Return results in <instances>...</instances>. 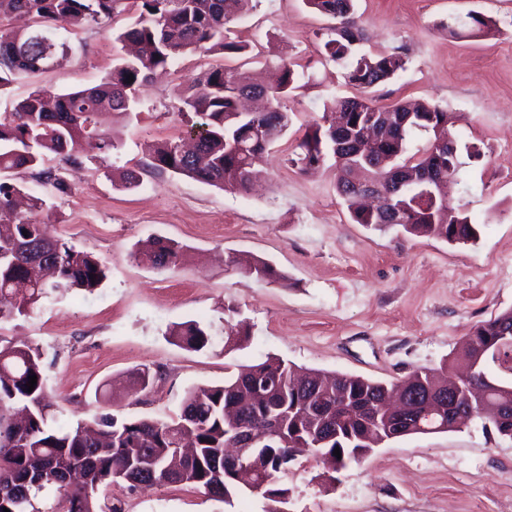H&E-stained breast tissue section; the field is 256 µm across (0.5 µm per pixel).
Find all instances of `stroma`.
Listing matches in <instances>:
<instances>
[{"instance_id": "stroma-1", "label": "stroma", "mask_w": 512, "mask_h": 512, "mask_svg": "<svg viewBox=\"0 0 512 512\" xmlns=\"http://www.w3.org/2000/svg\"><path fill=\"white\" fill-rule=\"evenodd\" d=\"M362 52L404 48L408 63L379 87L382 105L421 99L455 116L461 184L448 197L478 224L476 241L451 243L401 227L353 223L336 192V168L303 174L288 162L334 100L355 95L344 70L321 52L327 18L304 0H251L230 25L231 40L258 53L251 69L273 77L280 59L305 77L286 101L291 126L269 154L251 193L147 170L151 144L182 135L193 113L179 109L181 87L203 71L236 68L231 55L181 56L141 93L125 119L104 116L118 148L107 158L81 153L61 169L68 193L39 212L52 235L99 257L107 278L91 293L46 298L29 316L0 322V336L42 348L58 419L89 412L119 418L175 416L186 393L223 382L241 366L279 358L326 373L393 382L419 367L443 368L475 327L512 309V0H356ZM491 18L482 37L448 32L469 12ZM125 12L67 33L69 56L0 91V113L35 89L65 93L99 84L113 67L114 33ZM481 151L471 158L469 147ZM140 173L138 187L114 181ZM153 237L180 243L183 261L155 269L134 252ZM230 256L262 259L286 277L274 283L227 267ZM233 316L249 329L243 347L188 350L173 325L219 324ZM148 389L127 392L133 372ZM288 512H512V439L477 419L449 432L389 441L329 473L302 454L288 465ZM124 512H265L262 498L224 503L188 485L131 492L113 487Z\"/></svg>"}]
</instances>
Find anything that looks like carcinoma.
<instances>
[{
	"mask_svg": "<svg viewBox=\"0 0 512 512\" xmlns=\"http://www.w3.org/2000/svg\"><path fill=\"white\" fill-rule=\"evenodd\" d=\"M249 0H141L136 20L118 32L115 41L135 47L130 58H119L99 84L67 93L33 91L12 111L0 113V322L26 316L51 293L81 290L91 293L106 278L103 262L93 253L52 236L48 225L30 213L48 208L42 195H28V213L18 210L16 198L25 188L14 179L19 169L37 171L45 193H65L68 185L54 170L42 167L47 154L64 163H80L83 144L108 157L117 145L99 118L108 113L128 116L135 111L139 92L151 75L183 54H242L245 47L229 40V24L247 10ZM333 21L322 43L323 53L345 70L359 94L341 101L328 124L316 125L296 145L288 162L302 172L321 167L328 157L336 165V190L352 221L376 229L389 226L386 217L366 205L353 182L356 172L385 192L392 208L403 212V230L412 235L449 242H474L478 225L459 210L423 207L419 185L429 181L437 196L448 182L460 178L458 142L448 127L447 109L426 101L397 102L383 107L368 91L406 69L402 50L360 54L362 40L354 0H305ZM129 0H0V91L15 78L38 73L65 59L70 47L58 31H74L124 12ZM32 16L39 26L26 31L10 28L17 16ZM494 27L490 18L472 12L449 32L479 37ZM281 76L268 87L247 72L222 66L204 71L180 90V111L193 112L198 125L187 131L198 138L195 150L183 152L179 141L153 144L147 167L184 175L199 182L239 193L249 191L254 168L274 142L263 128L288 132L284 101L291 97L301 75L293 64L280 65ZM133 82H128V76ZM417 132L430 134L429 145L409 154ZM182 247L156 237L139 252L153 268L175 265ZM246 272L270 282L286 281L272 265L258 260ZM512 330V309L476 327L454 358L462 367L484 347H494ZM169 335L181 346L202 351L224 343L231 351L249 339L246 327L224 320L221 333L196 321L180 323ZM37 376L33 391L29 377ZM301 385H290L293 380ZM440 376L417 368L404 379L385 383L350 375H326L315 370L296 372L282 361L268 359L244 366L224 383L193 389L185 395L179 414L170 421L150 418L119 419L93 414L74 425L58 423L47 399L44 353L37 345L0 338V512H122L121 503L99 502L100 490L122 486L189 485L229 503L253 490L269 502L267 512L288 505L283 483L288 463L302 452L323 456L333 470L346 467L380 445L422 432L414 423L395 422L382 409L392 393H439ZM508 410L492 426L512 439V391L493 397ZM460 400L438 416L430 427L441 432L460 428ZM252 430L259 439L241 457L225 454L233 429ZM188 439L193 454L185 455L176 442ZM340 449L341 456L333 455Z\"/></svg>",
	"mask_w": 512,
	"mask_h": 512,
	"instance_id": "obj_1",
	"label": "carcinoma"
}]
</instances>
